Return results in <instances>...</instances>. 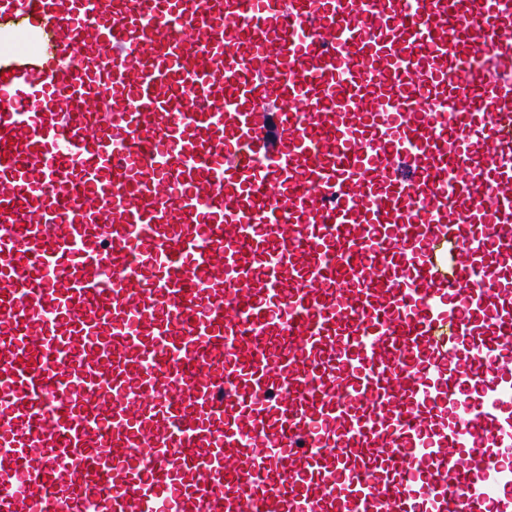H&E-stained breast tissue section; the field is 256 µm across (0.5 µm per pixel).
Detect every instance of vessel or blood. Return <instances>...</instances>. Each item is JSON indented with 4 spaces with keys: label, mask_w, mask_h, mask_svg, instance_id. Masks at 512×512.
<instances>
[{
    "label": "vessel or blood",
    "mask_w": 512,
    "mask_h": 512,
    "mask_svg": "<svg viewBox=\"0 0 512 512\" xmlns=\"http://www.w3.org/2000/svg\"><path fill=\"white\" fill-rule=\"evenodd\" d=\"M18 31L0 512H512V0H0Z\"/></svg>",
    "instance_id": "vessel-or-blood-1"
}]
</instances>
